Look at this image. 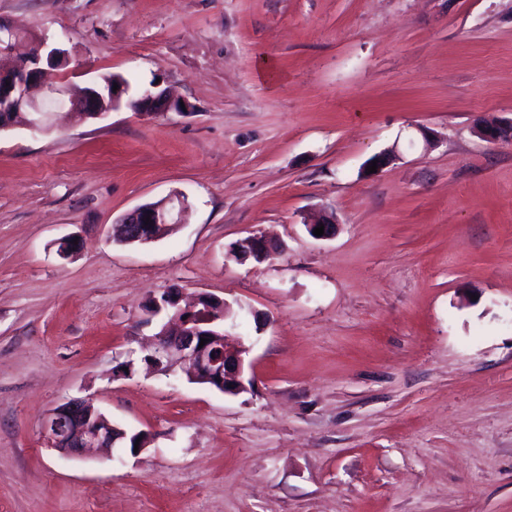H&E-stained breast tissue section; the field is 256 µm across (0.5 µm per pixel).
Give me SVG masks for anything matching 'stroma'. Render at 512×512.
Segmentation results:
<instances>
[{
  "label": "stroma",
  "instance_id": "obj_1",
  "mask_svg": "<svg viewBox=\"0 0 512 512\" xmlns=\"http://www.w3.org/2000/svg\"><path fill=\"white\" fill-rule=\"evenodd\" d=\"M0 25L68 50L59 84L185 105L0 133V512H512V142L475 132L512 119V0H0ZM174 192L172 232L112 241ZM250 235L277 254L237 262ZM171 290L236 308L251 389L117 374ZM85 396L147 447L49 448ZM171 109L180 111L181 107L169 100L165 90L145 93L138 105L132 108L135 112H168Z\"/></svg>",
  "mask_w": 512,
  "mask_h": 512
}]
</instances>
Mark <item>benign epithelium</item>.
Masks as SVG:
<instances>
[{
  "label": "benign epithelium",
  "mask_w": 512,
  "mask_h": 512,
  "mask_svg": "<svg viewBox=\"0 0 512 512\" xmlns=\"http://www.w3.org/2000/svg\"><path fill=\"white\" fill-rule=\"evenodd\" d=\"M66 60L59 47H49L47 41H35L27 55L0 67V131L14 127L31 133H41L51 113L41 111L40 100L34 98L33 89L40 86L47 97L60 109L79 112L85 119H102L110 110L119 108L126 95L125 86L104 97L92 83L79 97H66L65 88L47 85L51 69L40 66L41 61L51 63ZM177 111L181 107L168 98L166 91L147 92L133 108L135 112ZM477 135L486 141H511V121H485L476 128ZM187 208L185 197L168 195L156 203L141 206L127 214L118 224L123 244L146 243L154 240L160 231L180 223ZM238 261L250 258L268 259L275 248L258 236H248L232 248ZM201 308H180L171 317L177 329L162 327L151 342L152 350L143 357L151 369L164 375L181 373L188 381L207 385L224 394H238L251 387L252 380L244 377L245 347L236 352L228 350L225 328L230 305L220 299L204 296L198 300ZM207 343L200 344V339ZM42 433L50 447L70 458H79L92 448H113L127 437L112 419L103 413L90 398H72L56 406L42 424Z\"/></svg>",
  "instance_id": "7a95c632"
}]
</instances>
